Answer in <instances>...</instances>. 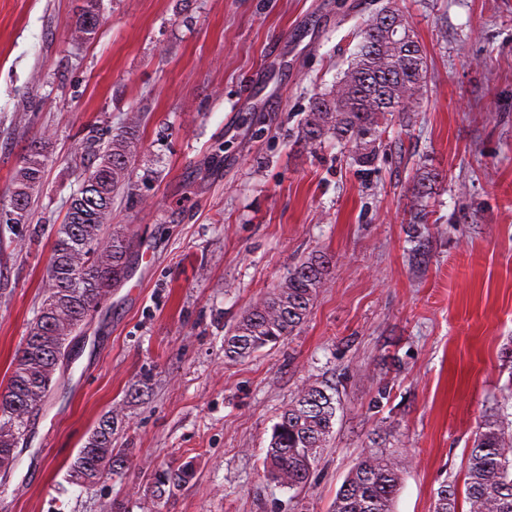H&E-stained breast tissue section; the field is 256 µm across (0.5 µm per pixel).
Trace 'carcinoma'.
<instances>
[{"instance_id": "cac0c4a2", "label": "carcinoma", "mask_w": 512, "mask_h": 512, "mask_svg": "<svg viewBox=\"0 0 512 512\" xmlns=\"http://www.w3.org/2000/svg\"><path fill=\"white\" fill-rule=\"evenodd\" d=\"M387 16L377 12L359 31L358 51L331 89L314 98L298 125L299 140L314 147L333 137L351 147L367 164L377 151L383 124L396 113L417 112L426 89L427 56L416 39L389 34ZM101 24L99 0H82L71 22L75 42L93 40ZM143 116L127 115L107 143L87 133L79 144L95 163L84 168L79 191L71 198L63 223L53 232L42 301L22 346L14 355L7 389L0 393V474L13 468L18 448L31 432L58 382L57 356L66 352L99 301L132 271L136 247L128 228L113 223L115 198L129 189V168L141 145ZM50 134L35 135L12 181L10 200L0 205V226L29 224L32 192L48 162ZM332 258L315 254L288 270L267 297L246 312L224 337V356L244 359L284 341L308 317ZM339 399L319 383H307L282 410L267 446L264 466L273 480L294 489L305 485L320 451L333 434ZM119 414L99 419L69 464L66 479L84 487L105 475L123 477L129 469L126 449L114 435ZM402 463L375 452L362 457L336 493L333 512H393ZM191 478L188 466L155 471L145 489L156 508L173 489ZM467 512H512V431L489 423L470 448L465 482ZM434 512H457L451 485L437 491Z\"/></svg>"}]
</instances>
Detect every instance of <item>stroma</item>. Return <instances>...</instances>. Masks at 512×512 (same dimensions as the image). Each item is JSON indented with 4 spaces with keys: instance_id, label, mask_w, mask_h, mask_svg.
Segmentation results:
<instances>
[{
    "instance_id": "obj_1",
    "label": "stroma",
    "mask_w": 512,
    "mask_h": 512,
    "mask_svg": "<svg viewBox=\"0 0 512 512\" xmlns=\"http://www.w3.org/2000/svg\"><path fill=\"white\" fill-rule=\"evenodd\" d=\"M390 0H0V201L34 134L53 133L31 223L0 238V389L43 293L48 232L83 168L87 130L145 116L115 223L131 278L103 300L35 419L0 512H101L159 467L194 477L161 512H331L365 454L405 462L393 512L465 490L484 424L512 422V0H391L428 59L420 111L393 116L370 170L348 147L296 143L313 97ZM437 179L416 197L421 172ZM331 257L305 323L249 358L224 337L289 268ZM341 401L305 488L263 460L298 388ZM119 409L132 464L92 488L66 480L99 418ZM101 24L99 0H82V5L71 22V37L75 42L93 40Z\"/></svg>"
}]
</instances>
